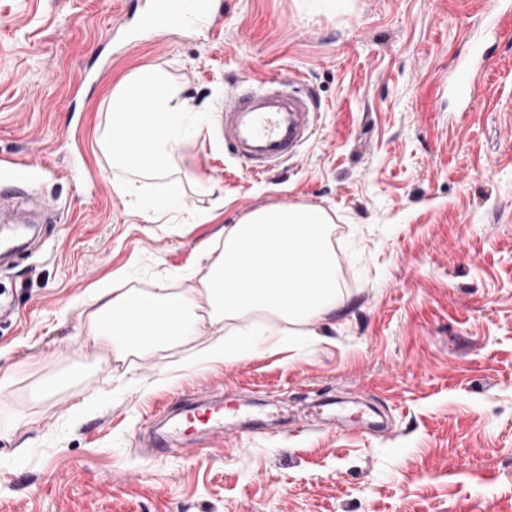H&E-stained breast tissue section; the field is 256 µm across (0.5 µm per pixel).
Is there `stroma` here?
<instances>
[{"label": "stroma", "mask_w": 512, "mask_h": 512, "mask_svg": "<svg viewBox=\"0 0 512 512\" xmlns=\"http://www.w3.org/2000/svg\"><path fill=\"white\" fill-rule=\"evenodd\" d=\"M487 2L217 0L210 30L146 37L103 72L141 0H0V175L35 162L27 190L58 213L0 267V367L22 374L0 392V512H512V16L485 35ZM467 59L462 112L448 85ZM156 64L209 115L248 80L293 73L320 131L257 179L204 129L176 223H149L96 139L113 83ZM294 203L342 230L343 309L294 336L244 319L272 340L172 381L184 347L108 362L86 340L92 284L195 288L202 242ZM68 365L73 387L34 396L35 376ZM204 391L278 424L154 453L160 415Z\"/></svg>", "instance_id": "1"}]
</instances>
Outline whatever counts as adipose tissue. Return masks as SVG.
Here are the masks:
<instances>
[{
    "label": "adipose tissue",
    "instance_id": "ef3b65f1",
    "mask_svg": "<svg viewBox=\"0 0 512 512\" xmlns=\"http://www.w3.org/2000/svg\"><path fill=\"white\" fill-rule=\"evenodd\" d=\"M141 101L147 104L146 116L120 133L132 107ZM106 111L101 146L113 167L129 174L128 180L115 184V191L134 197L141 180L167 179L165 201L146 213L148 222L167 223V204L181 193L180 181L170 179L169 170L177 152L191 151L193 131L204 123L201 113L185 88L159 65L127 72L109 92ZM332 222L325 209L307 204L252 210L222 230L218 241L203 242L210 262L196 270L194 291L97 283L83 303L85 335L99 346L137 351L180 345L207 327L212 339L192 355L190 366L232 362L245 354L247 346L243 339L226 334L231 321L270 314L296 325L345 306L329 242ZM306 252L313 253V262L302 263ZM131 309L151 315V325L128 321L125 313Z\"/></svg>",
    "mask_w": 512,
    "mask_h": 512
}]
</instances>
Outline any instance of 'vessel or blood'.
I'll return each instance as SVG.
<instances>
[{"label":"vessel or blood","mask_w":512,"mask_h":512,"mask_svg":"<svg viewBox=\"0 0 512 512\" xmlns=\"http://www.w3.org/2000/svg\"><path fill=\"white\" fill-rule=\"evenodd\" d=\"M174 25L173 0H151L138 22L140 31L148 35L172 31ZM296 82L293 76L270 75L217 108V136L251 174H266L272 166L295 157L318 130L317 105L311 95L296 90ZM33 170V165L26 163L12 168L8 180L0 181V195L17 193L20 185L29 182ZM199 424L215 430L223 428V405H199L191 415L173 422L167 435L154 440L156 452L166 453L175 439Z\"/></svg>","instance_id":"b4317fda"}]
</instances>
